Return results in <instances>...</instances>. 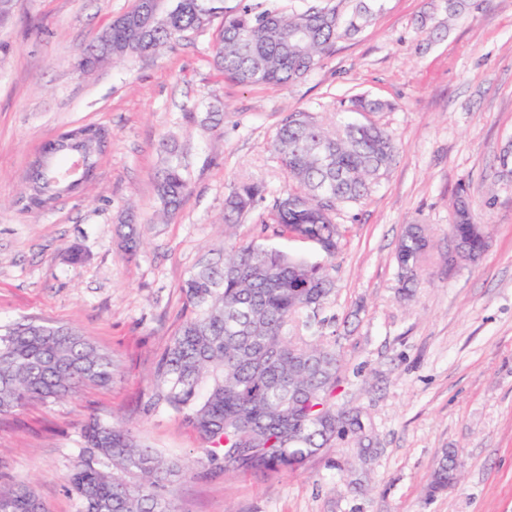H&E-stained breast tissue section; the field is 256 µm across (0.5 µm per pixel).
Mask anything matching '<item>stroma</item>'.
Listing matches in <instances>:
<instances>
[{
    "instance_id": "35a3bbf8",
    "label": "stroma",
    "mask_w": 512,
    "mask_h": 512,
    "mask_svg": "<svg viewBox=\"0 0 512 512\" xmlns=\"http://www.w3.org/2000/svg\"><path fill=\"white\" fill-rule=\"evenodd\" d=\"M132 0H15L0 26V322L69 326L110 353L111 387L0 416V485L33 488L45 512H79L67 476L89 458L91 419L129 424L160 457L189 466L168 484L176 512H512V0H376L370 23L337 40L304 79L244 86L213 64L214 27L156 56L91 74L78 49ZM386 102L374 119L397 161L360 202L336 214L343 237L326 308L343 355L336 401L362 407L376 446L325 448L296 472L224 471L171 408L150 407L151 372L190 308L180 289L224 240V195L236 180L286 185L271 142L288 113L330 116L340 100ZM221 112L213 126L205 115ZM82 125L110 133L84 191L46 209L19 202L43 146ZM176 146L191 192L169 223L156 216L162 142ZM466 186L489 245L449 267L456 192ZM134 208L143 245L129 255L118 219ZM427 225L428 255L411 290L395 259L405 225ZM310 260L320 250L261 227L236 228ZM79 248L80 261L70 251ZM459 479L428 496L444 451Z\"/></svg>"
}]
</instances>
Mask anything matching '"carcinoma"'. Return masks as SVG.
<instances>
[{
  "label": "carcinoma",
  "instance_id": "carcinoma-1",
  "mask_svg": "<svg viewBox=\"0 0 512 512\" xmlns=\"http://www.w3.org/2000/svg\"><path fill=\"white\" fill-rule=\"evenodd\" d=\"M163 0L154 27L140 29L130 13L112 21L76 56L85 67L104 58L112 63L152 56L190 33L220 20L214 61L224 76L245 86L283 87L313 71L336 40L360 30L371 7L359 2L342 17L336 7L311 6L286 13L262 0ZM386 107L378 98L354 96L336 118L322 122L308 112H291L275 132L272 147L288 177V188L266 207L262 227L278 226L280 236L305 235L323 243L327 260L310 262L275 247L233 243L202 255L181 284L191 315L175 331L153 374L151 404H164L198 431L211 459L226 471H297L324 448L351 443L366 462L372 435L357 407L336 405L341 354L322 317L333 292L341 233L336 211L367 197L397 160L398 147L380 125L357 114ZM157 176L158 216H175L190 193L176 149H166ZM48 182L22 195L27 207L51 204L58 186L50 183L55 165L36 158ZM257 179L229 185L224 224L266 201ZM466 209L450 233L474 249L482 246ZM429 248L427 229L408 224L397 246L398 264L421 268ZM115 376L112 355L71 328L33 321L0 326V415H11L34 400L56 401L82 385L109 387ZM87 447L97 460L74 473L81 512H175L164 495L166 482L187 478L192 469L164 462L141 445L123 423L89 424ZM455 477L452 455L444 453L433 471L429 496ZM0 512H43L25 484L0 486Z\"/></svg>",
  "mask_w": 512,
  "mask_h": 512
}]
</instances>
